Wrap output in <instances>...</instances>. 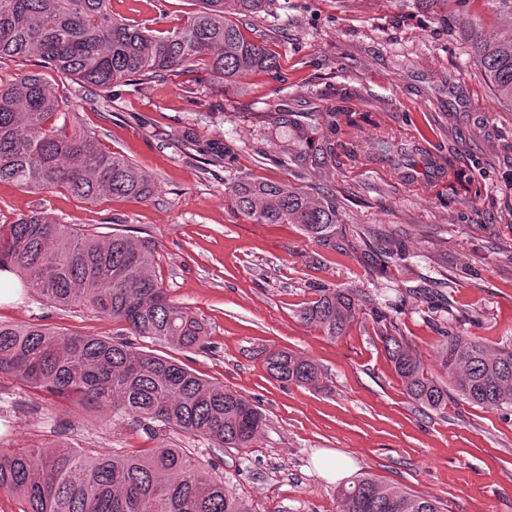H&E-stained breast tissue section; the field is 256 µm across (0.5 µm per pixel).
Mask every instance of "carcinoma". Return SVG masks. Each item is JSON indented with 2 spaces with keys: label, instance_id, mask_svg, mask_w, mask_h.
I'll use <instances>...</instances> for the list:
<instances>
[{
  "label": "carcinoma",
  "instance_id": "1",
  "mask_svg": "<svg viewBox=\"0 0 512 512\" xmlns=\"http://www.w3.org/2000/svg\"><path fill=\"white\" fill-rule=\"evenodd\" d=\"M112 0H0V60L36 57L58 75L93 87L110 101L112 85L131 77L148 80L189 68L207 55L225 81L273 72L279 61L248 39L231 20L256 14L266 0H196L187 22L157 36L112 14ZM475 62L498 101L512 106V32L495 42L477 36ZM67 98L41 74L0 82V182L33 190L58 187L96 203L109 196L147 199L151 176L101 146L96 135L68 127ZM185 146L212 161L226 156L222 141L201 142L188 131ZM305 172L326 165L322 153H293ZM229 196L236 212L258 224H295L310 240L336 247L342 213L336 195L315 198L288 181L238 180ZM158 245L115 228L84 234L45 209L0 224V271L55 307L108 316L142 338L182 349L201 345L205 328L196 314L169 299L155 274ZM359 299L350 289L321 288L297 310L305 324L337 339L355 322ZM410 399L442 412L448 390L486 409L512 408V348H492L469 336L447 334L439 344L449 386L427 377L401 336L382 337ZM271 377L284 385L320 389L316 363L288 350L266 358ZM0 378L65 400L78 409L128 420L152 448L135 454L90 453L83 448H0V489L19 495L24 512H249L231 496L213 468L193 462L184 448L166 442L170 430L200 437L213 447L247 448L263 425L250 401L222 384L126 341L59 333L39 324L0 322ZM340 512H442L439 501L412 495L371 477L339 490Z\"/></svg>",
  "mask_w": 512,
  "mask_h": 512
}]
</instances>
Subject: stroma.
<instances>
[{
    "label": "stroma",
    "mask_w": 512,
    "mask_h": 512,
    "mask_svg": "<svg viewBox=\"0 0 512 512\" xmlns=\"http://www.w3.org/2000/svg\"><path fill=\"white\" fill-rule=\"evenodd\" d=\"M196 7L112 0L114 15L164 33ZM475 20L483 37L502 30L487 0H461L445 17L406 0H270L265 13L240 24L276 53L277 74L227 85L200 59L158 80L117 83L106 105L94 90L46 75L71 102L68 123L149 172L154 193L90 204L63 188L32 192L2 182L0 224L41 207L86 233L117 226L156 242V275L202 319L206 347L141 337L136 346L237 391L265 417L248 448L218 450L176 433L168 442L217 460L226 488L249 512H340L338 483L313 463L320 450L347 462L348 480L369 474L436 498L446 512H512V408L453 398L444 411L423 408L407 397L380 338L404 337L440 382L442 332L512 344V106L497 101L468 54L463 34ZM281 110L301 113L300 127H278ZM188 130L223 141L230 157L215 163L184 147ZM380 136L415 151L381 156ZM301 141L329 151L319 173L290 163ZM244 176L335 194L343 212L337 249L296 225L257 224L235 212L228 187ZM319 288H350L362 301L338 339L296 316ZM376 309L388 327L375 323ZM0 322L105 338L120 330L109 317L52 307L32 291L1 303ZM284 349L317 363L323 390L269 375L268 354ZM103 420L0 379V437L11 447H150L136 426Z\"/></svg>",
    "instance_id": "stroma-1"
}]
</instances>
